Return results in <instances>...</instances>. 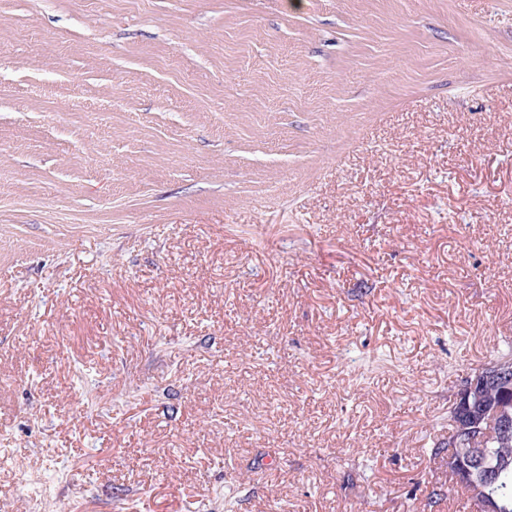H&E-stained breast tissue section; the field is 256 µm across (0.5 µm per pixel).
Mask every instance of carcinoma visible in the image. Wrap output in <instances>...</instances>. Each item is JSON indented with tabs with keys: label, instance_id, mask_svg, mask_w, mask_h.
I'll return each mask as SVG.
<instances>
[{
	"label": "carcinoma",
	"instance_id": "carcinoma-1",
	"mask_svg": "<svg viewBox=\"0 0 512 512\" xmlns=\"http://www.w3.org/2000/svg\"><path fill=\"white\" fill-rule=\"evenodd\" d=\"M495 366L500 374L478 380L468 405L449 408L448 481L466 493L470 512H482L479 486L495 512H512V358ZM464 464L472 469L468 477L461 475Z\"/></svg>",
	"mask_w": 512,
	"mask_h": 512
}]
</instances>
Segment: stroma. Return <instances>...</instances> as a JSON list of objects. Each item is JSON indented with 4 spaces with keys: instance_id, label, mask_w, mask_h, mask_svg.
Here are the masks:
<instances>
[{
    "instance_id": "1",
    "label": "stroma",
    "mask_w": 512,
    "mask_h": 512,
    "mask_svg": "<svg viewBox=\"0 0 512 512\" xmlns=\"http://www.w3.org/2000/svg\"><path fill=\"white\" fill-rule=\"evenodd\" d=\"M512 352V0H0V512H466ZM493 365L501 375H488L476 383L477 395L472 396L475 382L462 383L455 394L456 404L470 400L464 407L449 408L450 433L448 445V481L467 496L470 512H484L478 496V486L490 494L493 506L486 502L485 512H512V358H502ZM478 427L470 437L465 427ZM468 477L461 475L463 464ZM475 483V484H474Z\"/></svg>"
}]
</instances>
